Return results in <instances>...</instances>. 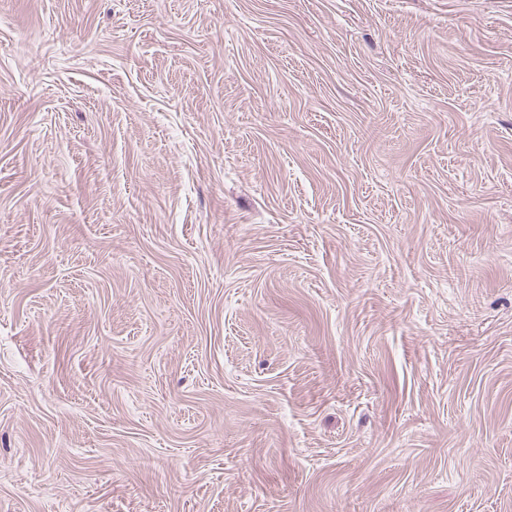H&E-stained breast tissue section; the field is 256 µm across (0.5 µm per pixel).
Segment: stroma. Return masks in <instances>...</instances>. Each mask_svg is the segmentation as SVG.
<instances>
[{"label": "stroma", "mask_w": 512, "mask_h": 512, "mask_svg": "<svg viewBox=\"0 0 512 512\" xmlns=\"http://www.w3.org/2000/svg\"><path fill=\"white\" fill-rule=\"evenodd\" d=\"M0 512H512V0H0Z\"/></svg>", "instance_id": "obj_1"}]
</instances>
